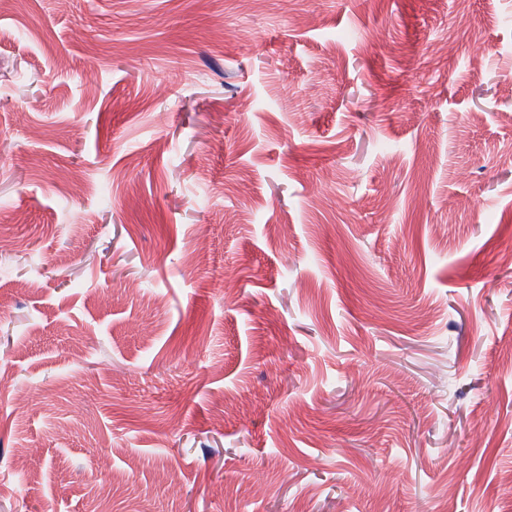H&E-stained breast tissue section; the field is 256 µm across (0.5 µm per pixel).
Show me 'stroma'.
Masks as SVG:
<instances>
[{
	"instance_id": "stroma-1",
	"label": "stroma",
	"mask_w": 512,
	"mask_h": 512,
	"mask_svg": "<svg viewBox=\"0 0 512 512\" xmlns=\"http://www.w3.org/2000/svg\"><path fill=\"white\" fill-rule=\"evenodd\" d=\"M0 240V512H512V0H12Z\"/></svg>"
}]
</instances>
